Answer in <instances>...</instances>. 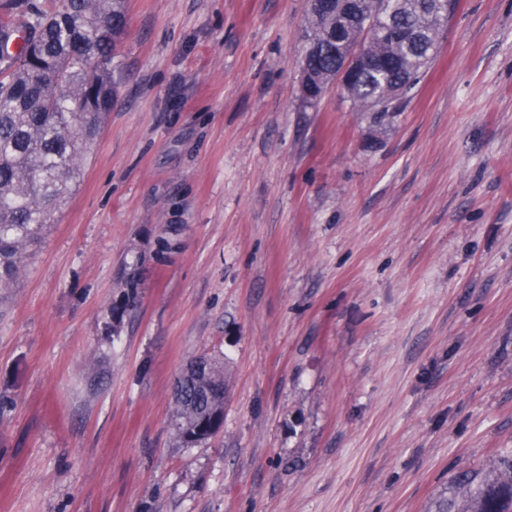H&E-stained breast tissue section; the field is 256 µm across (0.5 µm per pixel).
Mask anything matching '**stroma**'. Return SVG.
I'll list each match as a JSON object with an SVG mask.
<instances>
[{
    "mask_svg": "<svg viewBox=\"0 0 512 512\" xmlns=\"http://www.w3.org/2000/svg\"><path fill=\"white\" fill-rule=\"evenodd\" d=\"M116 96L0 289V512H428L512 449V0L403 112L300 96L307 0H127ZM223 356L224 425L173 387ZM215 365L208 375L174 393L171 424L183 447L206 443L224 423L223 358L210 357Z\"/></svg>",
    "mask_w": 512,
    "mask_h": 512,
    "instance_id": "35a3bbf8",
    "label": "stroma"
}]
</instances>
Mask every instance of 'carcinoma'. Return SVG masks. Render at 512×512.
Instances as JSON below:
<instances>
[{
	"label": "carcinoma",
	"mask_w": 512,
	"mask_h": 512,
	"mask_svg": "<svg viewBox=\"0 0 512 512\" xmlns=\"http://www.w3.org/2000/svg\"><path fill=\"white\" fill-rule=\"evenodd\" d=\"M387 22L402 30L364 32L359 21L308 12L311 57L330 81L342 50L324 44L339 26L350 41L364 39L366 57L387 69L360 74L347 99L371 112L401 87L406 99L435 59L448 0H387ZM126 0H4L0 3V288H8L29 259V247L64 206L80 180L82 164L97 146L112 109V60L124 33ZM20 39L19 54L8 46ZM209 374L174 394L171 424L184 447L206 443L224 423V361L214 356ZM433 512H512V450L487 468L462 467Z\"/></svg>",
	"instance_id": "1"
}]
</instances>
